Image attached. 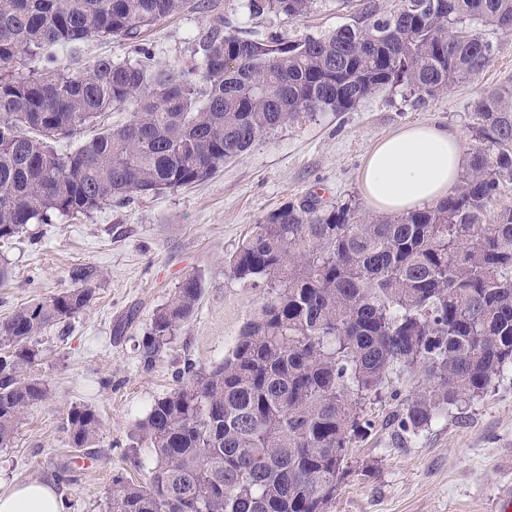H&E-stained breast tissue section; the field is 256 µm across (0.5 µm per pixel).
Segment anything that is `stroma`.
I'll return each instance as SVG.
<instances>
[{"label":"stroma","instance_id":"obj_1","mask_svg":"<svg viewBox=\"0 0 512 512\" xmlns=\"http://www.w3.org/2000/svg\"><path fill=\"white\" fill-rule=\"evenodd\" d=\"M352 16L336 0H317L298 20L251 15L247 0H185L180 12L157 21L137 41L92 39L76 48L56 47L55 53L58 66L76 75L103 56L131 58L139 43L153 51L160 67L178 69L199 59L201 35L224 19L255 38L278 31L301 39L330 33ZM484 35L496 55L474 82L423 101L403 87L385 90L353 110L322 112L276 129L203 182L32 224L1 242L0 265L9 278L0 284V320L72 287L76 266L93 267L98 277L90 303L38 338L41 357L34 371L50 394L0 446V485L42 480L54 484L67 512H108L113 476L140 480L155 465L150 448L130 446L154 400L175 386L184 361L206 368L220 363L264 301L261 289L225 270V257L251 225L292 199L313 194L327 208L351 199L367 213L359 171L380 140L407 125L453 129L463 151H471L477 99L512 84V36L491 28ZM192 274L203 284L198 307L154 368L144 370L141 342L151 316ZM390 387L398 399L366 404L375 429L356 442L350 472L327 512H504L512 491V371L414 437L392 420L410 393V380L391 374ZM75 405L101 417L92 447L69 444L67 414ZM63 469L73 471L72 482H57Z\"/></svg>","mask_w":512,"mask_h":512}]
</instances>
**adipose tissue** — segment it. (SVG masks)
Segmentation results:
<instances>
[{
    "mask_svg": "<svg viewBox=\"0 0 512 512\" xmlns=\"http://www.w3.org/2000/svg\"><path fill=\"white\" fill-rule=\"evenodd\" d=\"M468 160L458 135L432 123L381 140L359 174L366 205L396 215L438 203L457 187ZM0 512H65L55 488L30 480L0 491Z\"/></svg>",
    "mask_w": 512,
    "mask_h": 512,
    "instance_id": "obj_1",
    "label": "adipose tissue"
}]
</instances>
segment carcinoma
<instances>
[{"mask_svg": "<svg viewBox=\"0 0 512 512\" xmlns=\"http://www.w3.org/2000/svg\"><path fill=\"white\" fill-rule=\"evenodd\" d=\"M254 16L298 19L314 0H247ZM184 0H0V240L114 201L176 190L214 175L279 127L347 112L387 88L432 97L475 80L493 44L512 35V0L368 4L321 37L247 38L224 23L191 67H158L149 48L72 75L49 49L135 40ZM43 58L37 69L29 58ZM127 112L116 126L102 117ZM478 143L453 194L402 215L365 217L344 202L291 200L252 225L227 259L232 276L266 291L224 361L185 362L155 399L136 443L156 464L142 482L112 478L111 512H326L349 473L352 440L374 423L363 405L393 373L415 386L398 415L416 436L483 396L512 367V208L486 222L512 184V85L481 95ZM93 134L73 150L56 144ZM91 266L75 287L20 307L0 323V445L49 396L33 373L35 339L92 298ZM190 275L152 315L144 367L193 316ZM99 414L74 407L67 432L89 448Z\"/></svg>", "mask_w": 512, "mask_h": 512, "instance_id": "cac0c4a2", "label": "carcinoma"}]
</instances>
